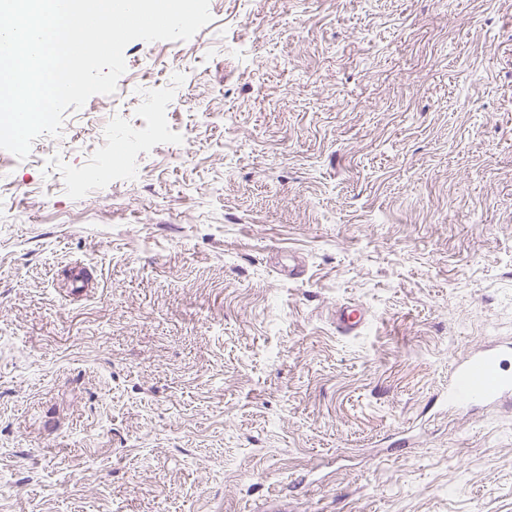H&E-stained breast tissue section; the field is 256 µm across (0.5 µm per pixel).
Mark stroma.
I'll return each mask as SVG.
<instances>
[{
	"instance_id": "obj_1",
	"label": "stroma",
	"mask_w": 512,
	"mask_h": 512,
	"mask_svg": "<svg viewBox=\"0 0 512 512\" xmlns=\"http://www.w3.org/2000/svg\"><path fill=\"white\" fill-rule=\"evenodd\" d=\"M209 9L0 149V512H512V412L433 406L512 336V0ZM334 314L336 328L345 335L356 332L367 318L365 310L352 303L337 304Z\"/></svg>"
}]
</instances>
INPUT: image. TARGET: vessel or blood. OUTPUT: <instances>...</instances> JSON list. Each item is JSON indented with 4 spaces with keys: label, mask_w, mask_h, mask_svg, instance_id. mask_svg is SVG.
<instances>
[{
    "label": "vessel or blood",
    "mask_w": 512,
    "mask_h": 512,
    "mask_svg": "<svg viewBox=\"0 0 512 512\" xmlns=\"http://www.w3.org/2000/svg\"><path fill=\"white\" fill-rule=\"evenodd\" d=\"M362 307L352 303L337 304L336 326L340 333L356 332L366 321ZM512 357V339L488 336L479 341L470 354L448 367L447 400L459 410H494L512 407V373L503 364Z\"/></svg>",
    "instance_id": "vessel-or-blood-1"
}]
</instances>
